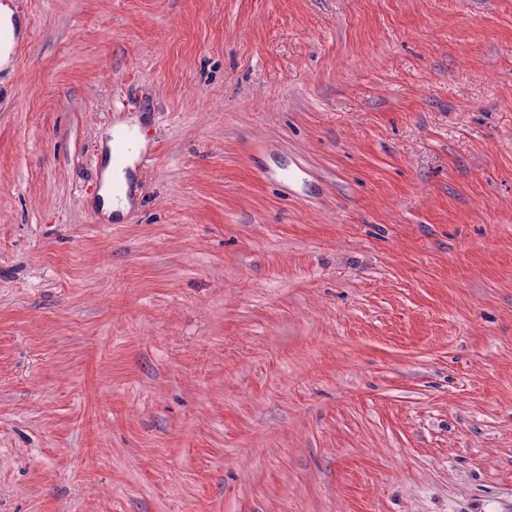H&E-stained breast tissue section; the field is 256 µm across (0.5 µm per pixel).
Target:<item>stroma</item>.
I'll return each instance as SVG.
<instances>
[{
    "instance_id": "1",
    "label": "stroma",
    "mask_w": 512,
    "mask_h": 512,
    "mask_svg": "<svg viewBox=\"0 0 512 512\" xmlns=\"http://www.w3.org/2000/svg\"><path fill=\"white\" fill-rule=\"evenodd\" d=\"M10 2L0 512H512V0ZM116 176L121 178L124 177V172H115L108 164L105 166L103 171V185L98 192L97 205L105 216H112V213L125 212L129 207L130 203L127 199L117 200L113 197L120 198L127 196L129 191V185L127 183L112 182V194L109 192L108 184Z\"/></svg>"
}]
</instances>
